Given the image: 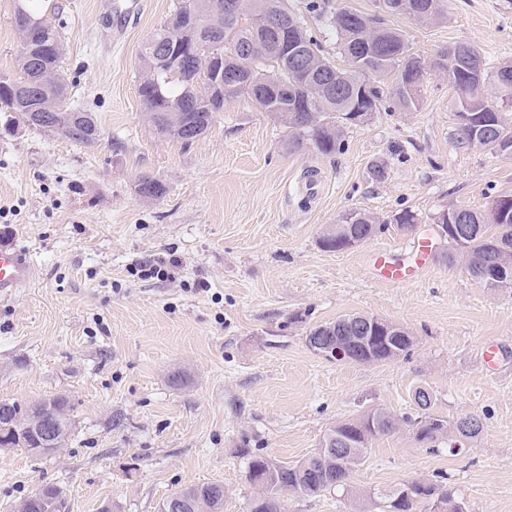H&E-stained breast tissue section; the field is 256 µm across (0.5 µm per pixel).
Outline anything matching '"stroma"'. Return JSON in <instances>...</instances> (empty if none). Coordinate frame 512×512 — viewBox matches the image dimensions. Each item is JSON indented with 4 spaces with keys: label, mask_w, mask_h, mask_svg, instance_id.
<instances>
[{
    "label": "stroma",
    "mask_w": 512,
    "mask_h": 512,
    "mask_svg": "<svg viewBox=\"0 0 512 512\" xmlns=\"http://www.w3.org/2000/svg\"><path fill=\"white\" fill-rule=\"evenodd\" d=\"M54 2L69 20L70 103L94 111L99 138L9 131L0 117V243L25 247L36 268L0 298V399L66 396L73 428L46 458L0 451V512L47 483L66 512H159L209 482L223 484L224 512H249L259 489L242 449L301 461L364 410L413 412L420 386L433 414L477 415L482 433L452 454L401 428L374 441L353 494H287L285 512H354V494L439 473L468 512H512V290L482 288L438 257L407 285L377 281L370 266L375 249L412 243L448 206L482 210L512 191V157L457 148L447 78L431 73L410 112L395 110L393 82L378 80L379 111L346 129L331 157L288 151L286 129L243 99L225 100L205 137L185 146L152 134L136 91L138 48L174 0H145L117 46L106 24L114 0ZM385 23L425 61L451 43L477 47L490 75L512 60V0H448L442 21ZM144 176L163 183L161 198L137 195ZM355 209L383 230L323 250V229ZM404 209L418 218L412 228L392 222ZM172 256L171 278L131 274ZM354 312L406 328L409 356L367 365L308 348L312 328ZM485 344L499 350L495 367ZM177 372L184 385L171 384Z\"/></svg>",
    "instance_id": "35a3bbf8"
}]
</instances>
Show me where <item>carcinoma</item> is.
I'll return each mask as SVG.
<instances>
[{
    "label": "carcinoma",
    "mask_w": 512,
    "mask_h": 512,
    "mask_svg": "<svg viewBox=\"0 0 512 512\" xmlns=\"http://www.w3.org/2000/svg\"><path fill=\"white\" fill-rule=\"evenodd\" d=\"M15 24L20 40L27 41L17 57V75L0 79V112L36 116L33 129L48 131L74 142L90 144L98 137L96 116L86 107H69L68 81L61 71L65 54L64 34L67 19L56 10L44 8L47 0H16ZM308 8L323 14L326 25L336 33V43L348 59L350 68H337L321 53L318 41L304 27L302 17L288 8L287 0H248L245 15L216 10L213 0H175L170 16L140 46L137 92L144 105V119L153 134L188 146L209 131L215 114L224 109L226 99L251 101L288 130V151L309 144L320 154L333 156L343 147L342 134L348 125L364 123L365 112L382 105L379 87L366 80L393 76V104L409 111L419 106L427 74L426 66L410 52L404 35L383 25L381 15L406 14L419 24L429 17H444L447 0H375L378 15L368 16L352 10L332 12L310 0ZM288 15V24L276 26L273 14ZM198 18L194 37L209 44L213 64L232 67L238 55H251L249 80L243 86L215 100L206 88L189 93L197 70V59L176 43L171 25L184 16ZM45 19L34 33L26 30L28 18ZM448 76L454 89L456 111L473 114L478 127L456 125L454 139L460 149H468L473 139L498 154L512 147V118L498 109L496 100L512 102V62L496 70L495 95L488 93L484 58L467 44L453 43L441 50L433 63ZM162 90H157V85ZM312 108L314 113L307 112ZM163 184L150 176L139 179L136 193L143 199L164 194ZM338 223L344 234L323 230L319 244L328 251L344 250L343 240L351 235L369 239L381 230L379 218L364 210H350ZM456 235L446 240L441 257L448 265L461 266L470 279L494 291L512 289V195L494 197L484 210L458 208L453 221ZM413 336L395 341L389 336H371L348 345L351 355L369 364L395 360L410 353ZM48 411L57 419L64 436H69L73 421L69 401L63 395L46 400ZM381 418L369 423L363 413L331 427L321 445L307 458L293 464L278 463L263 455L243 451L247 457L248 480L263 489L253 499L252 512H282V495L297 493L316 496L332 489L346 491L354 470L364 461L373 441L394 433L403 426L413 429L418 441L434 445L448 434V421L428 413V408L401 417L382 409ZM482 428L479 418L465 415L454 423L458 435L477 437ZM212 483L190 486L176 496L202 497L209 512H224V498L214 499ZM416 490L406 496L401 512H431L428 493L440 501L439 512H466L465 504L454 497L441 480L415 481ZM28 512H61V492L48 486L43 493L25 498Z\"/></svg>",
    "instance_id": "1"
}]
</instances>
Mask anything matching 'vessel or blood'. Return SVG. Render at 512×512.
I'll use <instances>...</instances> for the list:
<instances>
[{
  "mask_svg": "<svg viewBox=\"0 0 512 512\" xmlns=\"http://www.w3.org/2000/svg\"><path fill=\"white\" fill-rule=\"evenodd\" d=\"M143 7V0H126L112 20L115 38H122L127 22L135 20ZM434 238L430 232H421L409 249L389 245L378 248L371 256L372 272L376 279L395 285H405L424 276L432 265ZM34 276L33 265L27 253L15 247L0 245V297H10L17 288L29 284Z\"/></svg>",
  "mask_w": 512,
  "mask_h": 512,
  "instance_id": "vessel-or-blood-1",
  "label": "vessel or blood"
}]
</instances>
